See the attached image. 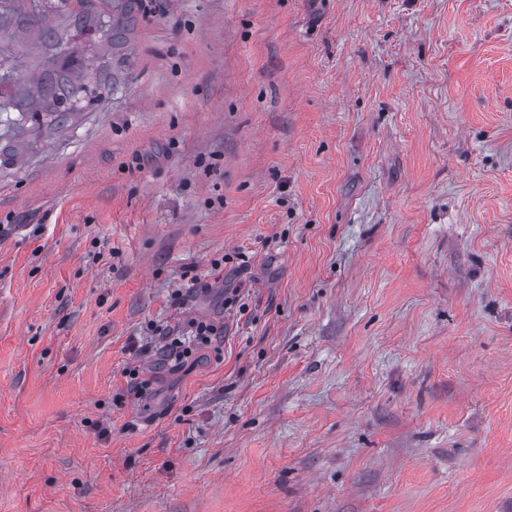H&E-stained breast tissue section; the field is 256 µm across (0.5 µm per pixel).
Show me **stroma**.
<instances>
[{
  "label": "stroma",
  "instance_id": "1",
  "mask_svg": "<svg viewBox=\"0 0 512 512\" xmlns=\"http://www.w3.org/2000/svg\"><path fill=\"white\" fill-rule=\"evenodd\" d=\"M101 15L0 31V512H512V0ZM102 2L105 11L102 19L100 18V24L106 32L112 31L114 42L140 13L142 0H103ZM188 332L191 334H185L184 330L180 326L174 328L157 327L152 325V335L163 334L164 338L168 341L166 350L168 356L175 363L182 362L185 358L189 357L193 353L192 346L197 343L201 345H209L217 337L224 334V326H218L213 322L206 321H191L188 323Z\"/></svg>",
  "mask_w": 512,
  "mask_h": 512
}]
</instances>
